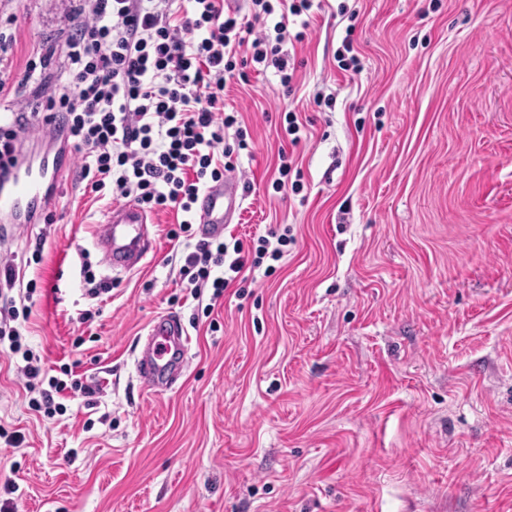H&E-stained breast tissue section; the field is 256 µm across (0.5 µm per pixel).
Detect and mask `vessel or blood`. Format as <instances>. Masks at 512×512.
<instances>
[{"label":"vessel or blood","instance_id":"b4317fda","mask_svg":"<svg viewBox=\"0 0 512 512\" xmlns=\"http://www.w3.org/2000/svg\"><path fill=\"white\" fill-rule=\"evenodd\" d=\"M72 160L67 145L43 152L39 160L19 156L9 177L0 182V223H37L41 209L49 202V188L65 178ZM243 194L235 173L224 175L223 183L206 188L196 202L199 224L209 235L219 236L241 209ZM149 218L135 203L113 205L103 224L97 246L111 270L127 272L141 264L154 248ZM189 344L180 319L166 314L153 320L144 339V351L136 362L139 378L146 387H172L182 367Z\"/></svg>","mask_w":512,"mask_h":512}]
</instances>
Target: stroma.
<instances>
[{"instance_id": "stroma-1", "label": "stroma", "mask_w": 512, "mask_h": 512, "mask_svg": "<svg viewBox=\"0 0 512 512\" xmlns=\"http://www.w3.org/2000/svg\"><path fill=\"white\" fill-rule=\"evenodd\" d=\"M75 6L0 0L19 84L0 113L62 94L25 64L43 47L63 68ZM310 24L293 92L272 67L226 90L252 185L227 230L247 243L291 227L272 276L191 294L171 210L151 216L154 252L111 271L93 244L111 202L74 171L40 223L0 242L17 287L37 283L25 334L45 370L100 386L47 417L0 351V512H512V0H321ZM348 35L356 74L337 66ZM282 148L299 192L272 188ZM86 263L111 292L86 295ZM167 312L191 344L176 384L152 391L137 343Z\"/></svg>"}]
</instances>
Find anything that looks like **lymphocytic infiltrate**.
Masks as SVG:
<instances>
[{
	"label": "lymphocytic infiltrate",
	"instance_id": "obj_1",
	"mask_svg": "<svg viewBox=\"0 0 512 512\" xmlns=\"http://www.w3.org/2000/svg\"><path fill=\"white\" fill-rule=\"evenodd\" d=\"M312 7L313 0H250L244 22L222 0H78L66 42L67 81L76 92L50 101L44 115L0 116V170L14 164L22 140L65 133L82 154L87 189L149 212L181 211L167 235L188 240L201 188L234 171L235 150L248 147L247 130L226 109L228 81H247V64L264 63L291 86L295 71L282 46L308 38ZM291 240L287 227L268 229L248 248L206 235L188 241L180 277L192 294L208 288L217 300L246 272L272 275ZM15 260L0 253V344L23 360L32 409L51 417L61 412L55 397L65 389L90 397L98 388L47 375L25 344L21 320L29 311L13 295Z\"/></svg>",
	"mask_w": 512,
	"mask_h": 512
}]
</instances>
